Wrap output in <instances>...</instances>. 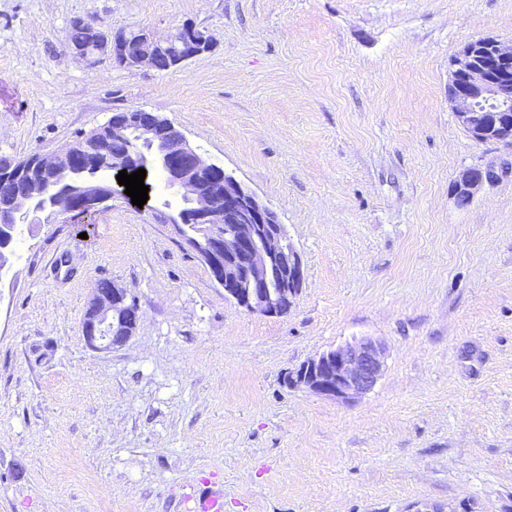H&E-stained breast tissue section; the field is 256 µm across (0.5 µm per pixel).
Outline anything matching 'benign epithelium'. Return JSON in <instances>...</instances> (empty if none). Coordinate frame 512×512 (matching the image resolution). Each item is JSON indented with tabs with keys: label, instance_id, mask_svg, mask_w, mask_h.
Returning a JSON list of instances; mask_svg holds the SVG:
<instances>
[{
	"label": "benign epithelium",
	"instance_id": "obj_1",
	"mask_svg": "<svg viewBox=\"0 0 512 512\" xmlns=\"http://www.w3.org/2000/svg\"><path fill=\"white\" fill-rule=\"evenodd\" d=\"M72 24L92 35L89 47L73 51L89 65L109 58L120 66L152 67L156 53L169 52L178 66L212 48L211 37L191 23L164 38L145 28L138 42L125 28L109 31L82 17ZM449 83L453 114L464 132L478 143L512 145V45L492 37L468 42L450 61ZM482 101L497 109L475 111ZM150 165L164 171L167 187L181 200L177 214L168 217L171 226L224 295L249 312L288 314L305 268L276 212L224 166L206 161L168 119L143 108L112 113L104 131L82 133L56 152L0 163V186L29 184L28 192L15 196L13 209H0V223L33 224L47 212L54 220L71 213L90 215L112 199V184L104 179L110 168L124 166L130 174ZM496 177L488 166L463 170L454 181L457 203L467 205ZM189 224L201 230L191 233ZM138 320L126 289L112 281L100 283L86 303L81 332L89 347L107 352L129 341ZM383 367V348L364 338L303 362L288 373V387L350 402L375 387Z\"/></svg>",
	"mask_w": 512,
	"mask_h": 512
}]
</instances>
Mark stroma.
Masks as SVG:
<instances>
[{
    "label": "stroma",
    "instance_id": "1",
    "mask_svg": "<svg viewBox=\"0 0 512 512\" xmlns=\"http://www.w3.org/2000/svg\"><path fill=\"white\" fill-rule=\"evenodd\" d=\"M211 50L166 71L68 47L69 22ZM512 43V0H0V157L141 107L273 209L300 252L292 309L239 308L162 212L117 194L23 230L0 273V512H188L200 478L224 512H512V146L456 124L449 63ZM498 178L459 207L460 171ZM111 280L140 322L87 346ZM385 347L344 403L284 382L324 351Z\"/></svg>",
    "mask_w": 512,
    "mask_h": 512
}]
</instances>
